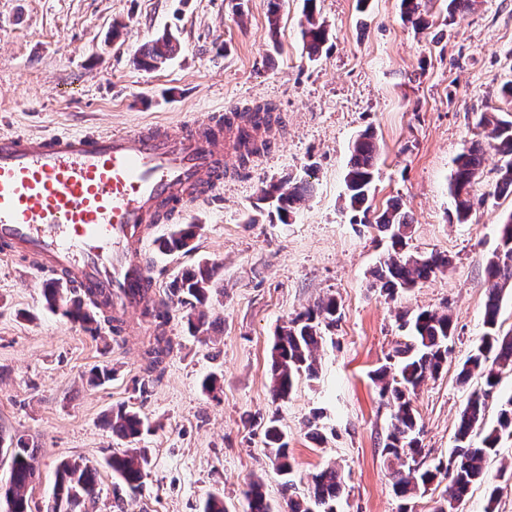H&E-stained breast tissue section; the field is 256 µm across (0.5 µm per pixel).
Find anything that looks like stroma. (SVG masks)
<instances>
[{"label":"stroma","mask_w":512,"mask_h":512,"mask_svg":"<svg viewBox=\"0 0 512 512\" xmlns=\"http://www.w3.org/2000/svg\"><path fill=\"white\" fill-rule=\"evenodd\" d=\"M423 9L429 26L418 31L401 20L399 0H370L364 12L356 0H317L329 39L312 61L300 35L304 0H281L276 12L270 0H0V135L176 125L265 103L282 126L273 152L187 206L180 223L199 227L190 251H159L169 225L145 236L160 291L202 260L218 265L207 333L191 331L190 305L168 296L173 349L161 376L145 370L151 332L139 317L118 338L104 324L90 331L47 308L46 276L31 259L0 256V429L39 450L33 502L51 495L61 461L81 457L101 468L94 512H113L118 478L105 461L128 442L106 417L126 405L151 427L140 441L151 464L128 512H201L212 494L228 512H244L256 476L284 512L264 436L273 417L299 492L334 462L343 473L337 512H400L395 463L382 452L390 409L372 376L406 340L400 316L419 309L449 313L455 328L447 365L414 397L425 466L449 458L459 414L483 384L458 374L484 333L485 268L512 215V196L494 192L498 155H487L462 224L450 182L454 159L485 134L482 116L508 109L501 86L512 80V0H477L455 15L448 0H423ZM167 31L175 56L139 67L138 51ZM368 128L380 145L373 209L399 202L412 221L410 253L452 259L392 297L372 285L387 238L352 223L343 201L351 143ZM294 178L309 190L287 221L256 210L262 188ZM326 296L341 318L316 353V377L300 376L288 399L274 398L279 328ZM103 365L111 379L89 385ZM498 448L462 512L490 502L512 512V438Z\"/></svg>","instance_id":"obj_1"}]
</instances>
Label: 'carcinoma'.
<instances>
[{"instance_id":"1","label":"carcinoma","mask_w":512,"mask_h":512,"mask_svg":"<svg viewBox=\"0 0 512 512\" xmlns=\"http://www.w3.org/2000/svg\"><path fill=\"white\" fill-rule=\"evenodd\" d=\"M306 25L301 28L303 47L310 60L315 59L327 41V29L315 20V0H305ZM421 0H400L401 19L415 28L428 27L420 12ZM175 37L165 33L154 43L139 51L135 63L148 70L156 69L171 59L175 51ZM487 128L484 139L471 143L454 160L450 192L454 200L457 221L467 220L473 206L472 191L481 177L485 154L492 152L504 159L499 188L512 191V112H500L483 119ZM379 158L375 132L367 128L353 141L344 177L346 207L354 212L352 222L369 224L387 235L391 253L374 271L373 285L388 295L414 288L429 280L437 271L449 266L448 256L432 252L428 256L414 257L405 254L410 229L409 215L394 204L380 214L370 216L371 193ZM308 191L306 182L300 180L288 188L271 185L261 190L259 200L275 201L281 221H286L296 205ZM196 225L179 224L169 236L162 239L159 249L164 253L191 250ZM217 266L201 262L194 270L183 272L169 284V292L183 302L191 300L201 304L208 299ZM487 295L484 305L486 331L476 350L463 364L459 378L467 380L479 372L484 387L470 394L461 412L455 433V448L448 464L432 469L421 465L422 449L417 435L420 432L413 406L417 388L428 378L440 373L448 360V343L454 336L453 321L449 314L423 309L403 320L402 327L409 328L408 341L395 349L393 366L387 365L374 373L379 384V394L390 406L391 420L383 453L398 462L391 472L395 495L413 500L426 492L427 486L439 475L448 479L446 497L435 512H453L452 503L464 502L472 488L483 479V462L498 452V445L505 436L512 437V397L499 411L496 425L487 430L481 445L473 446L472 433L484 421L486 403L498 385L499 374L512 371V335L500 332L499 312L503 288L512 282V214L503 222L498 246L486 267ZM48 309L87 325L101 321L112 324L114 318L94 294L77 292L59 283L43 289ZM339 320V304L335 297H328L296 315L276 335L272 351V395L285 399L291 393L298 376L316 375L315 351L323 340L324 331ZM173 349L171 340L155 337V344L147 351L150 364L162 363L163 357ZM107 424L116 436L134 441L149 431L141 415L126 406L112 410ZM270 448V461L284 477L283 491L288 493V512H337L336 500L342 485L341 473L336 466H327L312 475L309 492L305 496L294 494L291 479L293 464L288 452L285 434L272 418L265 429ZM0 457L9 460V477L0 482V504L6 512H75L86 501L96 498L98 469L78 457L62 461L56 474L51 497L44 506L32 507L26 489L33 481L39 463L38 450L21 436L0 433ZM149 464L147 449L123 448L112 453L107 465L116 474L125 489L134 495L143 486V473ZM247 512H273L259 479L249 484L245 492Z\"/></svg>"}]
</instances>
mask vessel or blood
I'll return each instance as SVG.
<instances>
[{"mask_svg": "<svg viewBox=\"0 0 512 512\" xmlns=\"http://www.w3.org/2000/svg\"><path fill=\"white\" fill-rule=\"evenodd\" d=\"M277 123L236 107L171 128L0 136V249L105 299L120 326L157 303L149 225L221 189Z\"/></svg>", "mask_w": 512, "mask_h": 512, "instance_id": "vessel-or-blood-1", "label": "vessel or blood"}]
</instances>
